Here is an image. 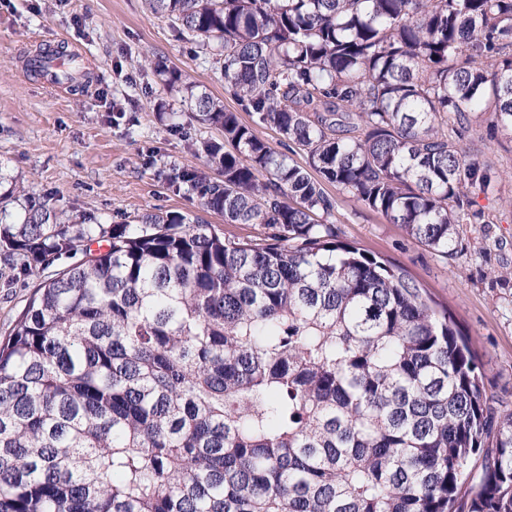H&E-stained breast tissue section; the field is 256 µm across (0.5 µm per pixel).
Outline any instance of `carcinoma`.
Returning a JSON list of instances; mask_svg holds the SVG:
<instances>
[{"label": "carcinoma", "mask_w": 512, "mask_h": 512, "mask_svg": "<svg viewBox=\"0 0 512 512\" xmlns=\"http://www.w3.org/2000/svg\"><path fill=\"white\" fill-rule=\"evenodd\" d=\"M148 5L253 114L157 64L224 134L168 183L271 233L160 213L64 224L0 159L13 278L82 254L0 342V512H512V411L484 398L448 309L340 239L323 187L461 255L459 225L491 220L488 171L460 140L476 116L512 134V0ZM54 55L27 67L42 76ZM257 134L267 141L272 148H274L278 152H282L288 155V158L291 162H294L300 166L307 167L306 164L307 158L303 151L299 150L295 146L292 145V149L288 150L285 146H282L280 143L279 136L272 130L267 129L265 127L257 126L255 127Z\"/></svg>", "instance_id": "cac0c4a2"}]
</instances>
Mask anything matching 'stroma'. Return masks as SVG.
I'll return each mask as SVG.
<instances>
[{
  "label": "stroma",
  "mask_w": 512,
  "mask_h": 512,
  "mask_svg": "<svg viewBox=\"0 0 512 512\" xmlns=\"http://www.w3.org/2000/svg\"><path fill=\"white\" fill-rule=\"evenodd\" d=\"M39 48L78 55L77 85L66 95L46 92L27 71L26 57ZM155 61L251 123L196 43L145 0H0V158L29 193L74 218L122 224L146 212L198 215L197 199L159 171L201 166L192 143L223 133L193 119L183 93L153 71ZM172 112L180 115L179 127L170 124ZM461 145L492 176L483 201L492 221L462 225L461 256H439L340 192L332 221L343 241L400 265L448 308L478 359L487 394L510 412L512 139L490 137L485 124L475 123ZM38 282L35 275L13 280L0 265V341Z\"/></svg>",
  "instance_id": "35a3bbf8"
}]
</instances>
